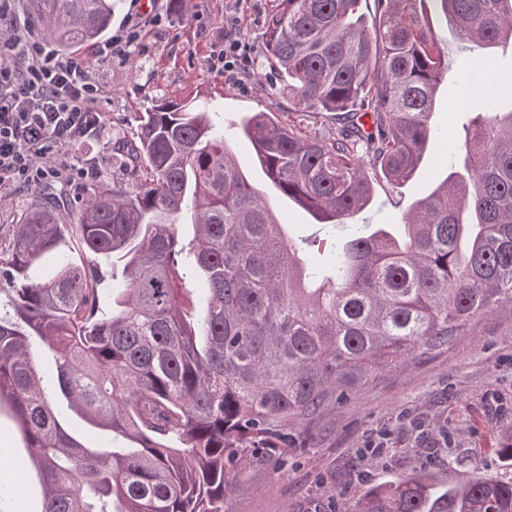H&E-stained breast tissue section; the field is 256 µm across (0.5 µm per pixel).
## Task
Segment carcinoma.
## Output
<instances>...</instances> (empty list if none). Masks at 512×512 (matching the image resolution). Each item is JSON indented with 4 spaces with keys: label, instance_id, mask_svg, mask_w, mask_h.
Segmentation results:
<instances>
[{
    "label": "carcinoma",
    "instance_id": "1",
    "mask_svg": "<svg viewBox=\"0 0 512 512\" xmlns=\"http://www.w3.org/2000/svg\"><path fill=\"white\" fill-rule=\"evenodd\" d=\"M375 2L370 25L361 0H275L266 20L267 64L297 112L286 123L255 112L242 132L270 182L321 224H345L368 205L370 174L397 188L416 172L448 74L429 10L469 42H512V0ZM27 4L64 50L112 24V0ZM491 63L474 59L463 79L472 115L457 147L463 171L394 232L336 243L335 274L320 281L224 133L190 102L140 113L136 138L117 146L131 182L98 187L72 222L33 204L0 249V407L35 466L41 512H224L238 467L283 452L288 424L416 349L511 312L512 108L498 104L512 87L476 81ZM70 228L96 262L21 280ZM183 255L207 283L195 321L181 296ZM36 342L51 355L47 374ZM71 413L131 445H84L67 429ZM349 512H512V480L471 472L443 488L414 472Z\"/></svg>",
    "mask_w": 512,
    "mask_h": 512
}]
</instances>
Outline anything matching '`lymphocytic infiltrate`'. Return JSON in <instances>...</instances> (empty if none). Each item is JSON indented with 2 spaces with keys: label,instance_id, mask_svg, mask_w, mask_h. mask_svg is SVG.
Instances as JSON below:
<instances>
[{
  "label": "lymphocytic infiltrate",
  "instance_id": "1",
  "mask_svg": "<svg viewBox=\"0 0 512 512\" xmlns=\"http://www.w3.org/2000/svg\"><path fill=\"white\" fill-rule=\"evenodd\" d=\"M13 5L0 0V186H37L61 177L62 148L97 129L100 93L82 57H59L20 35ZM246 52L239 19L229 18L209 66L236 79Z\"/></svg>",
  "mask_w": 512,
  "mask_h": 512
}]
</instances>
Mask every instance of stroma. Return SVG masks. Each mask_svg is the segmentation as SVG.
I'll return each mask as SVG.
<instances>
[{
    "label": "stroma",
    "instance_id": "obj_1",
    "mask_svg": "<svg viewBox=\"0 0 512 512\" xmlns=\"http://www.w3.org/2000/svg\"><path fill=\"white\" fill-rule=\"evenodd\" d=\"M152 2L158 20L141 26L140 46L129 59L105 61L99 40L78 47L101 89L102 123L86 140L59 152L67 173L47 181V188L79 205L100 182L121 175L116 146L135 137L140 112L162 100L204 103L213 107L214 123L223 127L226 143L277 218L295 239L306 240L309 272L324 276L332 246L346 239L348 228L318 223L282 195L255 163L241 131L254 112L271 109L280 119L288 117V99L271 85L264 57V22L273 0H184L179 13L169 0ZM229 15L241 18L249 46L234 83L206 65L224 37ZM429 21L449 62L431 117L436 136L413 179L395 191L375 183L370 202L354 219L367 234L396 223L447 176L442 156L462 134L463 87L456 78L485 50L462 39L438 14H430ZM37 194V188L27 186L0 190V240L9 241L13 224ZM475 330V335L412 352L372 373L346 404L293 423L286 452L241 466L224 512H348L371 488L414 469L443 486L472 470L511 479L512 460L498 450L512 444V314L485 317ZM381 436L390 455L360 464L357 449ZM0 453L14 460L25 512H40L42 488L7 410L0 412Z\"/></svg>",
    "mask_w": 512,
    "mask_h": 512
}]
</instances>
